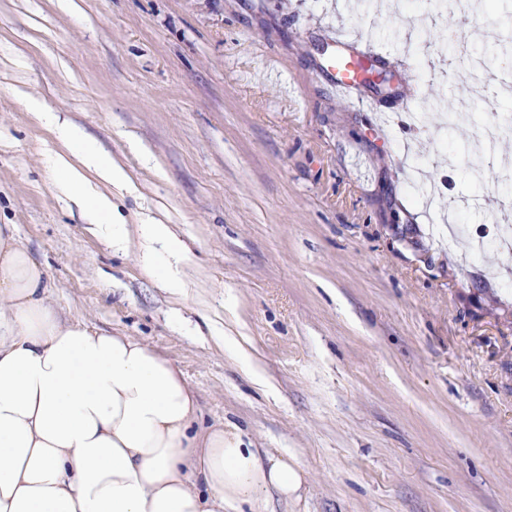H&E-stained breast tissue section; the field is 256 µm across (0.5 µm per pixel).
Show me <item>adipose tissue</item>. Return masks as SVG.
I'll return each mask as SVG.
<instances>
[{
  "label": "adipose tissue",
  "instance_id": "obj_1",
  "mask_svg": "<svg viewBox=\"0 0 512 512\" xmlns=\"http://www.w3.org/2000/svg\"><path fill=\"white\" fill-rule=\"evenodd\" d=\"M32 116L56 133L48 152L60 197L113 253L179 298L189 250L148 213L126 220L115 200L139 193L125 165L23 88ZM47 268L0 224V512H269L303 471L255 447L230 423L199 426L183 372L146 341L63 316Z\"/></svg>",
  "mask_w": 512,
  "mask_h": 512
}]
</instances>
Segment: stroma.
Instances as JSON below:
<instances>
[{
  "label": "stroma",
  "instance_id": "obj_1",
  "mask_svg": "<svg viewBox=\"0 0 512 512\" xmlns=\"http://www.w3.org/2000/svg\"><path fill=\"white\" fill-rule=\"evenodd\" d=\"M0 0V224L67 317L145 340L304 472L276 512H512V23L493 0ZM480 40H472L473 31ZM398 82L332 97L338 39ZM23 87L123 161L175 225V301L59 198ZM487 242L449 240L448 202ZM180 308L184 324L170 319ZM223 336L199 335L203 320ZM239 341L248 360L223 343ZM267 383L253 382L249 364Z\"/></svg>",
  "mask_w": 512,
  "mask_h": 512
}]
</instances>
